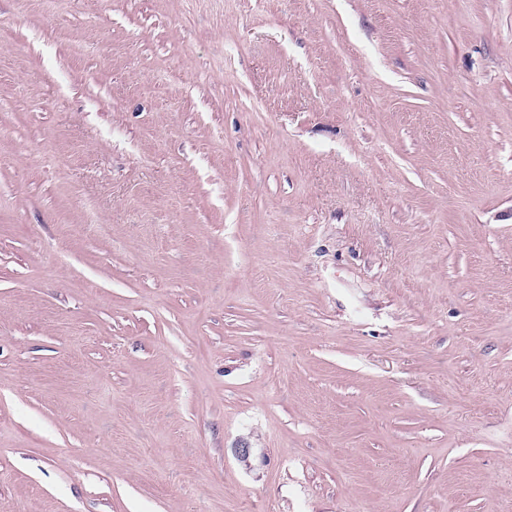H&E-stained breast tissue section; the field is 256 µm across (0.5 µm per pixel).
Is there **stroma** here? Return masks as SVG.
I'll return each instance as SVG.
<instances>
[{"instance_id": "1", "label": "stroma", "mask_w": 512, "mask_h": 512, "mask_svg": "<svg viewBox=\"0 0 512 512\" xmlns=\"http://www.w3.org/2000/svg\"><path fill=\"white\" fill-rule=\"evenodd\" d=\"M1 28L0 512H512V0Z\"/></svg>"}]
</instances>
